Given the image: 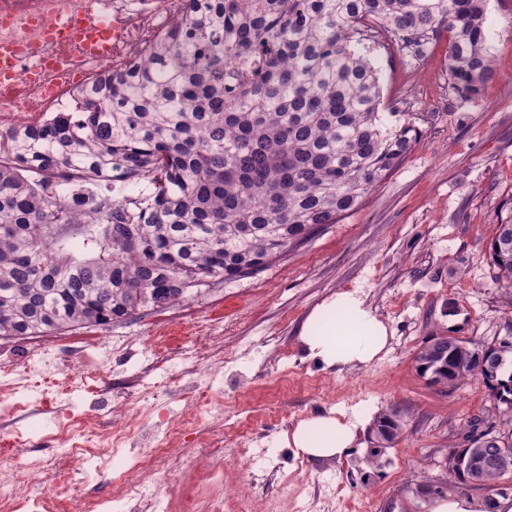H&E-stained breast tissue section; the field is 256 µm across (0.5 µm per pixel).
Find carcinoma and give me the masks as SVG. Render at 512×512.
Returning <instances> with one entry per match:
<instances>
[{
	"label": "carcinoma",
	"mask_w": 512,
	"mask_h": 512,
	"mask_svg": "<svg viewBox=\"0 0 512 512\" xmlns=\"http://www.w3.org/2000/svg\"><path fill=\"white\" fill-rule=\"evenodd\" d=\"M487 0H185L139 58L72 112L0 131V340L106 326L252 277L357 211L419 137L380 105L378 49L420 59L448 32L461 97L493 75ZM512 288V219L489 245ZM450 349L442 388L475 377L512 411V345ZM405 411L379 425L401 430ZM473 417L448 448L473 443Z\"/></svg>",
	"instance_id": "cac0c4a2"
}]
</instances>
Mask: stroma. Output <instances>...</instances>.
Here are the masks:
<instances>
[{
  "instance_id": "1",
  "label": "stroma",
  "mask_w": 512,
  "mask_h": 512,
  "mask_svg": "<svg viewBox=\"0 0 512 512\" xmlns=\"http://www.w3.org/2000/svg\"><path fill=\"white\" fill-rule=\"evenodd\" d=\"M493 77L468 100L448 83V36L426 56L378 51L382 111L421 131L415 148L341 223L249 278L215 283L170 308L141 310L104 328L69 330L72 338L109 336L123 351L113 358L109 383L79 390L54 405L37 396L23 408L0 405V432H23L50 413L88 408L110 411L113 426L132 413L166 427L173 412L193 413L197 392L177 394L180 375L170 366L181 348H195L218 367L206 386L224 396V447L230 458L203 453L213 423L191 427L175 443L161 475L174 499L224 496L235 512L238 493L252 512H296L281 497L292 485L308 512H431L419 498L421 483L484 501L490 488L464 485L447 472L444 457L466 420L501 421L482 380L455 391L420 377L414 354L432 334L490 343L512 334V291L502 288L488 247L501 219L512 217V0H488ZM354 292L387 326L386 348L366 365L328 369L305 350L300 334L323 302ZM406 412L399 443L373 457L369 424L392 407ZM366 414L343 457L310 461L286 443L301 421L329 412ZM196 463L184 469L181 459ZM224 468L223 485L210 480Z\"/></svg>"
}]
</instances>
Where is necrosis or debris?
Segmentation results:
<instances>
[{
    "mask_svg": "<svg viewBox=\"0 0 512 512\" xmlns=\"http://www.w3.org/2000/svg\"><path fill=\"white\" fill-rule=\"evenodd\" d=\"M155 11L137 0H68L69 17L88 16L110 30L108 56L91 59L75 40L59 41L46 32L59 18V0H0V44L19 43L23 52L12 64L10 93L15 112H63L67 91L93 69L117 67L138 56L158 30L157 14L174 16L184 0H155ZM88 343L51 339L41 353L64 363L70 388L87 386L90 374L77 358ZM29 437L59 439L49 451L23 454L16 437L0 449V512H154L155 477L169 458L168 439L155 436L148 423L131 417L119 428L106 425L95 411L50 417L29 430ZM144 449L140 476L127 479L122 453L129 440Z\"/></svg>",
    "mask_w": 512,
    "mask_h": 512,
    "instance_id": "obj_1",
    "label": "necrosis or debris"
}]
</instances>
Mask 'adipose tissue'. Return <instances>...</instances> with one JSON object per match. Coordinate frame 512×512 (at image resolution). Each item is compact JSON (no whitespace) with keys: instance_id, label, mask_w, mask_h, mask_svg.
<instances>
[{"instance_id":"ef3b65f1","label":"adipose tissue","mask_w":512,"mask_h":512,"mask_svg":"<svg viewBox=\"0 0 512 512\" xmlns=\"http://www.w3.org/2000/svg\"><path fill=\"white\" fill-rule=\"evenodd\" d=\"M309 355L340 369L374 360L386 347L388 329L356 294L344 292L318 306L302 327ZM359 415H321L300 422L289 440L297 454L320 461L343 456L353 444Z\"/></svg>"}]
</instances>
